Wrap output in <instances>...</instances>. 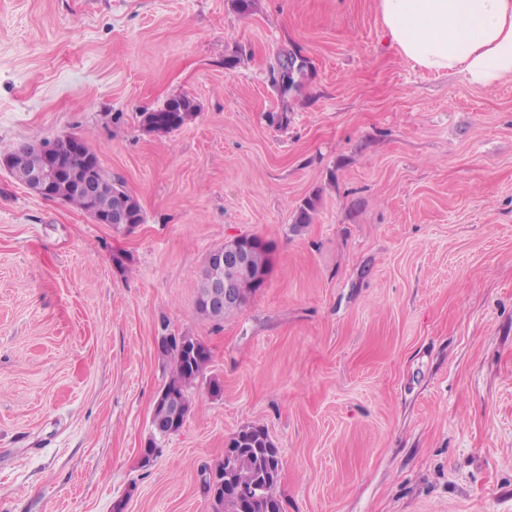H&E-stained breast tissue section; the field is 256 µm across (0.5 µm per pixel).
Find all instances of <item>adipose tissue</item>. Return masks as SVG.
Listing matches in <instances>:
<instances>
[{"label": "adipose tissue", "instance_id": "ef3b65f1", "mask_svg": "<svg viewBox=\"0 0 512 512\" xmlns=\"http://www.w3.org/2000/svg\"><path fill=\"white\" fill-rule=\"evenodd\" d=\"M391 43L419 68L474 86L512 77V0H379Z\"/></svg>", "mask_w": 512, "mask_h": 512}]
</instances>
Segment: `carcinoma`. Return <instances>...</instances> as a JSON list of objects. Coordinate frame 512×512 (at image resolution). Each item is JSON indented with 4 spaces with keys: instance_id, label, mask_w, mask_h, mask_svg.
<instances>
[{
    "instance_id": "1",
    "label": "carcinoma",
    "mask_w": 512,
    "mask_h": 512,
    "mask_svg": "<svg viewBox=\"0 0 512 512\" xmlns=\"http://www.w3.org/2000/svg\"><path fill=\"white\" fill-rule=\"evenodd\" d=\"M195 116V106L186 96L172 98L156 111L143 114V122L152 131L169 133L185 125ZM252 274L243 281L239 304L222 311H210L203 297L210 273L204 267L198 274L197 311L215 320H222L240 308L248 296L263 287L272 265V248L263 241L251 248ZM164 365L169 367L166 381L154 404L156 417L165 418L164 433L152 432L147 450L157 454V439L181 430L192 411L191 390L204 377L211 362L210 349L197 338L183 333L162 340L159 348ZM234 449L233 461L221 459L215 468L201 471V490L208 497L211 512H283L276 493L282 460L279 449L261 426L246 425L229 440ZM253 485L256 491L247 499L240 495V486Z\"/></svg>"
}]
</instances>
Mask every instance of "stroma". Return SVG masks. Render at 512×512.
<instances>
[{"instance_id":"35a3bbf8","label":"stroma","mask_w":512,"mask_h":512,"mask_svg":"<svg viewBox=\"0 0 512 512\" xmlns=\"http://www.w3.org/2000/svg\"><path fill=\"white\" fill-rule=\"evenodd\" d=\"M66 135L143 222L0 169V512H211L200 471L247 424L285 512H512V79L416 67L378 0H0V148ZM239 235L270 275L205 319ZM167 332L223 391L145 467ZM143 122L152 131L169 133L195 116V106L186 96L172 98L156 111L143 113ZM141 207H138L136 220L134 224H131L132 216L131 214L126 210H117L116 212L112 213V204L109 208H107L104 211L98 212L94 215V220L96 223L99 224H108L113 230H121L125 229L126 225L128 224V232L133 229L137 224H140L142 221V215H141ZM258 240V242L251 248V267L252 274L250 277L243 281L241 288V296L237 305L233 307L224 308V311H210L204 305L203 297L208 287V280L210 273L208 271L206 262L198 274V292L196 299V308L201 315L213 318L215 320H222L225 316L238 310L241 305L246 301L248 296L255 293L259 288H262L266 282L267 276L270 272L272 265V248L263 241L261 238L251 236Z\"/></svg>"}]
</instances>
